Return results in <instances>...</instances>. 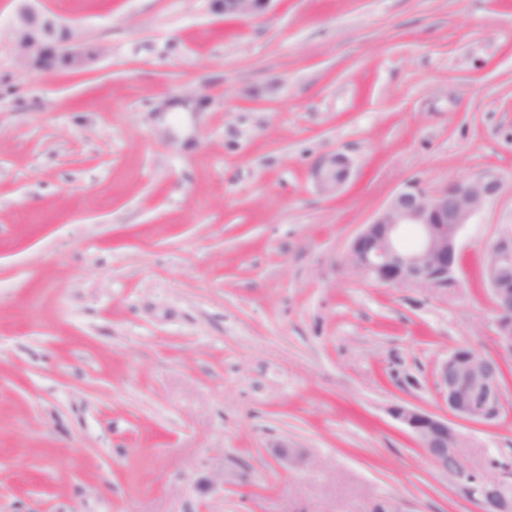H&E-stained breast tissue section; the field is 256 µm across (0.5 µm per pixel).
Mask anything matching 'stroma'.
<instances>
[{
  "label": "stroma",
  "mask_w": 512,
  "mask_h": 512,
  "mask_svg": "<svg viewBox=\"0 0 512 512\" xmlns=\"http://www.w3.org/2000/svg\"><path fill=\"white\" fill-rule=\"evenodd\" d=\"M43 5L101 53L21 67L0 0V512H483L389 410L444 413L455 348L501 357L512 0ZM486 170L503 188L448 287L348 265L405 185ZM502 359L503 415L454 423L478 476L512 462ZM282 442L303 462L281 469ZM272 0H213V8L227 16L247 19L263 13ZM347 174L348 162L341 155H333L324 159L315 170L318 182L328 191H336L345 181ZM512 228L503 232L491 244L486 267L494 311L497 341L502 350L512 355Z\"/></svg>",
  "instance_id": "1"
}]
</instances>
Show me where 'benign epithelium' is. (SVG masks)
Wrapping results in <instances>:
<instances>
[{
  "label": "benign epithelium",
  "instance_id": "benign-epithelium-1",
  "mask_svg": "<svg viewBox=\"0 0 512 512\" xmlns=\"http://www.w3.org/2000/svg\"><path fill=\"white\" fill-rule=\"evenodd\" d=\"M9 30L17 62L25 68L51 74L60 62L82 69L99 52L81 43L71 27L51 19L34 5L21 0ZM271 0H213V8L227 16L247 19L263 13ZM348 162L341 155L324 159L315 176L328 191L346 179ZM501 190L494 171L455 182L428 192L408 185L397 192L376 217L352 240L347 261L356 272L395 287L416 285L446 288L458 267L459 237ZM496 313L497 341L512 355V231L500 234L491 244L485 276ZM501 360L470 351L452 350L435 368L436 386L447 415L407 405L391 407V416L413 435L431 464L459 480L473 484L470 491L480 497L484 512H512V467L502 474L477 480L460 453L462 434L448 422L458 419L491 422L501 413ZM283 464L301 461L302 455L288 444L275 448Z\"/></svg>",
  "mask_w": 512,
  "mask_h": 512
}]
</instances>
